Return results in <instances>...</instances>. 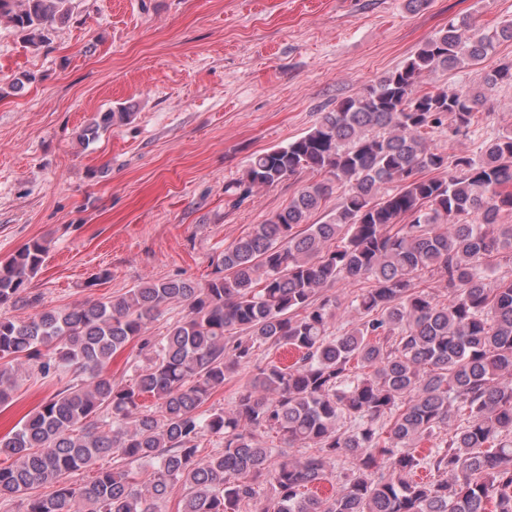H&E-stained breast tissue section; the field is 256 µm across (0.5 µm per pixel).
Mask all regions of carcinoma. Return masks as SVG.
I'll use <instances>...</instances> for the list:
<instances>
[{"instance_id":"obj_1","label":"carcinoma","mask_w":512,"mask_h":512,"mask_svg":"<svg viewBox=\"0 0 512 512\" xmlns=\"http://www.w3.org/2000/svg\"><path fill=\"white\" fill-rule=\"evenodd\" d=\"M71 10L0 0V24L41 46ZM505 41L512 21L450 19L305 135L252 157L224 188L234 204L306 171L322 179L225 246L205 283L146 281L115 299L1 316L0 406L31 367L81 378L0 436V499L24 512H160L180 485L179 512H512V275L489 271L491 257L512 255V127L475 154L427 137L451 141L491 115L512 61L476 88L423 87ZM132 116L97 112L78 139ZM335 191L336 209L310 222ZM47 252L33 239L0 261V306L38 301L22 293ZM426 274L445 282L448 303L421 285ZM347 286L343 307L332 289ZM175 307L185 314L152 340L148 325ZM135 342L145 364L129 384L112 379V357ZM284 347L299 354L292 365L256 367L226 407L203 410L258 352ZM260 430L310 454L264 447ZM207 435L224 446L202 456ZM105 458L113 465L90 482L69 481ZM335 464L348 466L343 490L309 493Z\"/></svg>"}]
</instances>
